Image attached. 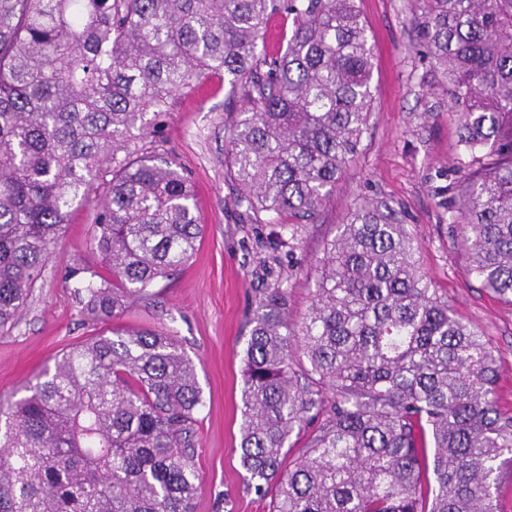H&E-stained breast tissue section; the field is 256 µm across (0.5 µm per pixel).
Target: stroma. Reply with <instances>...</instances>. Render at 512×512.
Here are the masks:
<instances>
[{"label": "stroma", "mask_w": 512, "mask_h": 512, "mask_svg": "<svg viewBox=\"0 0 512 512\" xmlns=\"http://www.w3.org/2000/svg\"><path fill=\"white\" fill-rule=\"evenodd\" d=\"M423 7V0H360L373 52L374 109L358 154L311 223L285 227L238 205V191L224 177V121L240 103L223 73L177 92L149 133L129 144L138 153L170 159L188 175L205 226L186 268L155 284V305L131 304L115 322L171 333L196 365L204 405L195 512H268L239 451L247 320L258 297L278 283L288 289L292 319H301L325 244L360 204L383 199L400 213L433 288L495 349L500 404L512 411V305L481 288L459 245L460 228L448 220V186L471 155L458 144L448 85L412 23ZM95 212L92 200L74 207L23 315L0 335L1 405L24 396L62 352L109 328L84 317L66 279L74 268L103 267L92 242Z\"/></svg>", "instance_id": "35a3bbf8"}]
</instances>
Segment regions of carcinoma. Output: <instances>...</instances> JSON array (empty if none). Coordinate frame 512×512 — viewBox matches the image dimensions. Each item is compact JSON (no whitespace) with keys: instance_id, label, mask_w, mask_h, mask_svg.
Instances as JSON below:
<instances>
[{"instance_id":"obj_1","label":"carcinoma","mask_w":512,"mask_h":512,"mask_svg":"<svg viewBox=\"0 0 512 512\" xmlns=\"http://www.w3.org/2000/svg\"><path fill=\"white\" fill-rule=\"evenodd\" d=\"M279 11L291 27L270 54ZM415 23L472 155L450 223L481 286L512 304V0H424ZM372 67L356 0H0V333L99 183L104 272H70L90 320L152 304L195 254L190 179L129 151L176 92L224 73L242 101L224 125V175L272 222H308L358 151ZM415 254L395 209L367 203L327 244L301 322L280 284L257 301L240 458L257 493L274 490L269 512H503L512 413L494 351ZM202 406L170 333L87 338L0 410V512H193ZM294 434L305 443L287 459ZM288 36V16L278 12L271 16L266 29L265 41L270 53H277L282 46L283 35Z\"/></svg>"}]
</instances>
